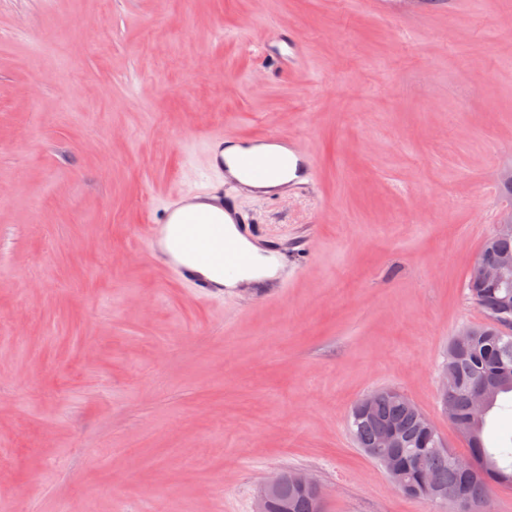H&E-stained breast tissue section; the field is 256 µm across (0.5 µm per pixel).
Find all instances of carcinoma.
Here are the masks:
<instances>
[{
	"instance_id": "obj_1",
	"label": "carcinoma",
	"mask_w": 512,
	"mask_h": 512,
	"mask_svg": "<svg viewBox=\"0 0 512 512\" xmlns=\"http://www.w3.org/2000/svg\"><path fill=\"white\" fill-rule=\"evenodd\" d=\"M501 255L512 256L511 237H488L479 259L491 261ZM467 288L471 299L482 309L486 321L471 327L472 336L459 343L451 340L446 364L459 382L454 403L453 425L470 431L468 457L476 463L478 476L466 479L455 465L457 454L443 442L436 426L404 394L382 389L369 394L372 408L363 414L353 405L348 429L362 450L392 455L399 468V490L424 502H435L443 491H465L470 500L468 512H488L489 493L497 487L512 489V435L501 439L496 448L488 447V414L472 415L470 390L482 376L497 378L490 389L488 410L506 413L512 405L501 402L512 394V329L506 330L502 319L512 320V288H494L480 278L478 267L470 272ZM389 429L397 433L393 448L378 447L381 436ZM269 512H322L321 495L316 487H302L292 480V472L281 474L280 493L271 499Z\"/></svg>"
}]
</instances>
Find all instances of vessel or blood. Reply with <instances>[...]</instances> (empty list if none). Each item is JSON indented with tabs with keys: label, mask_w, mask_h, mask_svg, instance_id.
<instances>
[{
	"label": "vessel or blood",
	"mask_w": 512,
	"mask_h": 512,
	"mask_svg": "<svg viewBox=\"0 0 512 512\" xmlns=\"http://www.w3.org/2000/svg\"><path fill=\"white\" fill-rule=\"evenodd\" d=\"M298 57V44L286 39L277 52L264 53L263 60L267 69L280 74L286 67L294 65ZM229 146L223 133L215 132L208 136V188L169 196L165 202L162 224L158 225L155 234L148 237L149 244L155 245V253L168 271L179 281L190 284L197 298L203 301L219 295L220 289L167 249L158 246L157 241L159 237L165 236L168 225H194L195 230L190 237L196 243L198 258L222 265L225 276H234L249 261L239 242L226 231L227 225L249 221L248 216L238 209L236 197L246 191L258 198L267 197L266 184L284 163L292 165L295 173L294 178L287 183L288 188L307 190L314 183V160L311 154L287 135L275 131L259 134L253 138L250 147L236 153L230 152ZM200 203L217 208V215L187 214V206Z\"/></svg>",
	"instance_id": "1"
}]
</instances>
